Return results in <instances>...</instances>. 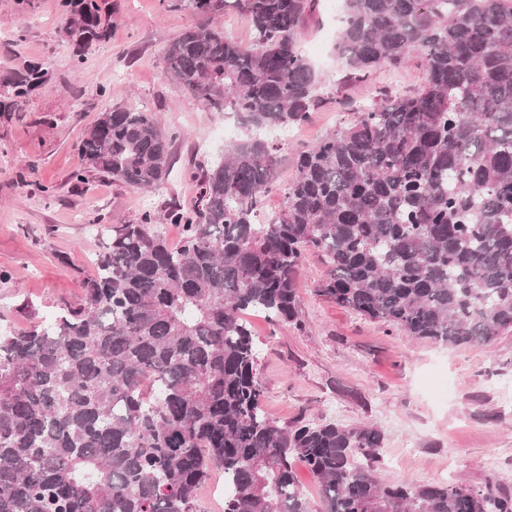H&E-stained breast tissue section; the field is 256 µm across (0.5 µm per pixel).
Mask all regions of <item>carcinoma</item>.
<instances>
[{
	"mask_svg": "<svg viewBox=\"0 0 512 512\" xmlns=\"http://www.w3.org/2000/svg\"><path fill=\"white\" fill-rule=\"evenodd\" d=\"M341 83L419 59L424 85L375 101L295 157L278 180L274 135L324 105L298 45L318 0H173L203 18L162 69L241 130L193 177L198 203L101 228L83 304L46 325L0 332V512H199L224 471V512H512V494L386 483L370 425L282 426L261 408L247 311L299 315L305 252L328 267L318 295L389 329L447 347L512 331V0H344ZM251 24L243 46L211 17ZM96 0L69 33L96 35ZM32 70L14 86L40 83ZM180 132L115 106L80 140L86 169L159 189ZM282 192L277 210L265 198ZM299 461L321 510L299 488Z\"/></svg>",
	"mask_w": 512,
	"mask_h": 512,
	"instance_id": "cac0c4a2",
	"label": "carcinoma"
}]
</instances>
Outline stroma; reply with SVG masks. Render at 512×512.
<instances>
[{"label":"stroma","instance_id":"stroma-1","mask_svg":"<svg viewBox=\"0 0 512 512\" xmlns=\"http://www.w3.org/2000/svg\"><path fill=\"white\" fill-rule=\"evenodd\" d=\"M104 37L84 46L64 33L72 15L63 0H0V330L50 321L63 305L78 306L95 273L102 224L135 221L169 205L192 209L199 196L190 171L239 138L231 115L207 111L165 74L159 59L193 19L161 0H97ZM339 0H319L298 41L329 103L311 121L282 133L281 182L294 156L349 118L337 111L345 69L336 51ZM45 75L26 97L14 84L33 66ZM417 62L378 68L347 87L353 105L370 104L374 89L415 90ZM121 104L153 112L180 131L164 185L145 192L90 171L84 182L77 145L101 112ZM328 269L307 253L297 276V322L271 325L248 315L261 352L263 408L282 425L332 421L370 424L383 435L378 477L418 485L482 488L498 476L512 492V333L490 346L443 347L406 336L317 295Z\"/></svg>","mask_w":512,"mask_h":512}]
</instances>
